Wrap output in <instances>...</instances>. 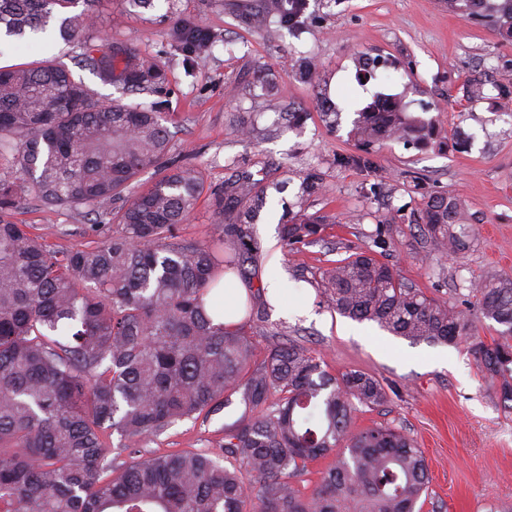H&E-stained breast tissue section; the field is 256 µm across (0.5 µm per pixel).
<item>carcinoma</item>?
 I'll return each mask as SVG.
<instances>
[{"instance_id": "carcinoma-1", "label": "carcinoma", "mask_w": 512, "mask_h": 512, "mask_svg": "<svg viewBox=\"0 0 512 512\" xmlns=\"http://www.w3.org/2000/svg\"><path fill=\"white\" fill-rule=\"evenodd\" d=\"M97 2L0 0V31L44 33L59 16V35L80 45L81 62L103 83L161 92L166 64L127 42L100 40ZM305 4L264 0L246 22L263 29L276 16L297 28ZM448 9L512 41V0H448ZM173 37L188 65L216 43L190 24ZM485 86L467 79L463 99H485ZM161 106L101 103L55 57L0 68V512H422L429 486L422 450L389 427L351 430L356 405L386 401L377 378L356 370L331 377L314 353L290 342L256 362L247 331L208 314L205 297L232 266L224 241L250 258L258 250L248 218L263 203V188L249 172L236 175L224 184L217 233L178 242L204 175L167 160ZM350 134L357 150L337 156L336 165L368 170L374 147L421 139L428 127L390 98L357 111ZM150 168L152 183L112 207ZM23 200L96 212L100 223L82 228L94 246L46 249L14 221ZM407 220L443 257L474 238L455 196H430ZM324 223L290 224L284 240L315 237ZM321 282L339 314L412 342L473 335L469 310L407 286L368 251L337 261ZM472 293L478 315L504 326L492 344L474 345L478 364L501 379L502 400L512 402V277L477 282ZM236 403L252 416L224 432V466L204 450L121 465L110 458L108 433L149 437ZM331 453L321 482L302 495L294 478Z\"/></svg>"}]
</instances>
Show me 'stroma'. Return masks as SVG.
<instances>
[{"instance_id": "1", "label": "stroma", "mask_w": 512, "mask_h": 512, "mask_svg": "<svg viewBox=\"0 0 512 512\" xmlns=\"http://www.w3.org/2000/svg\"><path fill=\"white\" fill-rule=\"evenodd\" d=\"M256 4L154 0L152 7L132 12L124 0H100L98 6L101 37L130 43L169 66L162 122L170 132V154L199 167L206 180L194 211L179 226L181 240H209L220 219L217 192L238 171L253 173L266 195L253 224L261 253L258 262L238 265L236 274L248 287L242 323L256 358L292 341L316 352L329 375L360 370L387 386L386 402L360 408L352 429L389 426L422 449L431 474L423 512H512V409L503 406L500 379L482 372L473 352L474 340L497 339L498 325L477 323L470 341L414 345L376 323L338 314L321 285L322 272L355 249L375 251L409 286L452 307L469 297L471 283L512 277V118L498 112L491 88L486 100L460 102L467 77L512 65V42L450 12L446 0H309L297 33L275 22L264 30L250 28L245 16ZM184 22L218 37L211 54L190 69L171 38ZM44 53L59 56L100 100L152 101L103 84L82 66L78 44L56 34L0 51V66ZM362 53L387 61L367 81L357 69ZM303 58L316 66L321 86L296 78ZM265 75L275 80L277 98L303 112L300 124L268 109ZM411 83L417 92H408ZM399 95L412 115L432 125L428 143L377 148L371 173L337 167V155L354 149L349 132L356 111ZM326 102L336 115H325ZM239 113L255 127L251 138L232 130L231 118ZM456 133L463 148L448 145ZM313 173L321 184L303 193L302 182ZM448 193L464 202L478 235L464 253L445 259L398 210ZM315 216L327 219L316 238L284 244V225ZM382 216L390 219V246L378 251L373 234ZM15 219L31 225L47 249L70 250L88 244L81 229L98 216L82 207L26 203ZM278 278L297 286L284 315L268 304L264 289L266 280ZM243 412L234 405L204 421L182 419L136 446L147 456L215 451L225 427Z\"/></svg>"}]
</instances>
